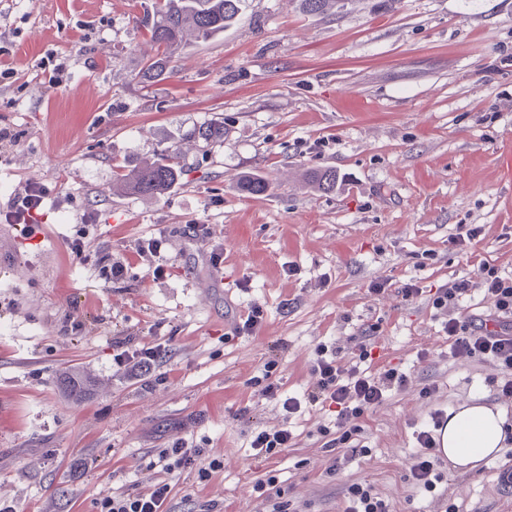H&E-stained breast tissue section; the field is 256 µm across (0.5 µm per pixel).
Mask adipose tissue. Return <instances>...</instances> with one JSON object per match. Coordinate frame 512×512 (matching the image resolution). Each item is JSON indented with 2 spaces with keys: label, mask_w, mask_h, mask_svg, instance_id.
I'll return each mask as SVG.
<instances>
[{
  "label": "adipose tissue",
  "mask_w": 512,
  "mask_h": 512,
  "mask_svg": "<svg viewBox=\"0 0 512 512\" xmlns=\"http://www.w3.org/2000/svg\"><path fill=\"white\" fill-rule=\"evenodd\" d=\"M506 413L476 401L450 410L441 434V451L449 463L466 470L497 458L504 447Z\"/></svg>",
  "instance_id": "1"
}]
</instances>
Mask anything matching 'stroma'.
I'll list each match as a JSON object with an SVG mask.
<instances>
[{
  "label": "stroma",
  "mask_w": 512,
  "mask_h": 512,
  "mask_svg": "<svg viewBox=\"0 0 512 512\" xmlns=\"http://www.w3.org/2000/svg\"><path fill=\"white\" fill-rule=\"evenodd\" d=\"M151 4L0 0V62L17 71L0 83V203L30 182L52 190L39 238L0 223V503L99 512L103 497L165 479L169 512H261L253 486L272 473L294 512H343L348 484L364 481L393 512H512L496 475L511 444L472 470L442 462L443 495L410 479L434 412L479 396L512 420L490 384L498 367L449 361L431 301L483 261L512 275V0H338L315 15L245 0L223 35L188 39L173 76L145 81ZM52 50L68 59L56 84L40 69ZM209 120L223 137L191 139ZM167 148L184 171L167 193L114 190L116 166ZM325 167L330 193L308 180ZM247 172L266 193L238 191ZM87 214L89 250L124 265L117 280L67 248ZM194 224L212 238L189 237ZM463 224L482 233L454 245ZM157 234L173 263L163 280L136 251ZM407 282L420 289L409 300ZM255 305L261 324L233 335ZM117 339L164 345L146 381L113 362ZM322 343L344 364L370 348L374 366L412 377L360 418L367 454L328 446L318 427L332 408L288 417L262 392L273 381L303 396ZM68 371L89 378L86 396L61 388ZM259 426L293 438L257 459ZM178 438L203 454L167 476L158 453Z\"/></svg>",
  "instance_id": "stroma-1"
}]
</instances>
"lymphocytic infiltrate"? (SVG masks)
Masks as SVG:
<instances>
[{"instance_id":"1","label":"lymphocytic infiltrate","mask_w":512,"mask_h":512,"mask_svg":"<svg viewBox=\"0 0 512 512\" xmlns=\"http://www.w3.org/2000/svg\"><path fill=\"white\" fill-rule=\"evenodd\" d=\"M49 195L50 190L44 184H27L0 207V222L20 225L24 235L33 236ZM475 290L482 293L491 312L485 318L460 320L457 306ZM432 306L443 317L449 358L456 362L479 357L495 361L508 373L496 390L502 399L512 402V277L502 275L494 265L480 263L475 277L457 278L440 286ZM312 373L315 382L305 398H282V408L294 414L306 403L335 404L333 425L322 426L321 431L326 435L335 434L340 444L351 441L357 434V421L366 411L380 405L389 391L406 389L410 383L409 375L396 367L372 375L354 364L341 365L336 348L324 344L317 349ZM170 491L169 483L164 480L147 493L106 497L101 501V512H166Z\"/></svg>"}]
</instances>
